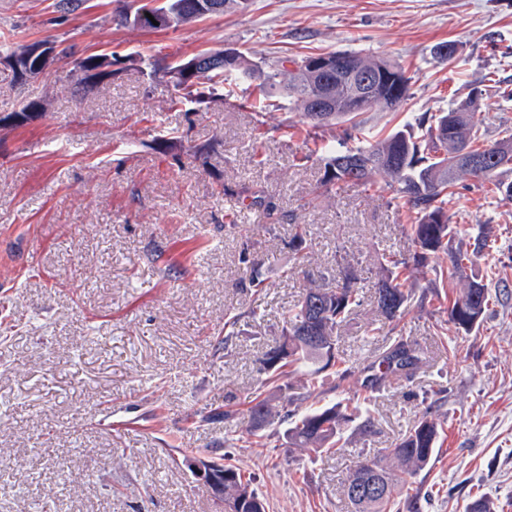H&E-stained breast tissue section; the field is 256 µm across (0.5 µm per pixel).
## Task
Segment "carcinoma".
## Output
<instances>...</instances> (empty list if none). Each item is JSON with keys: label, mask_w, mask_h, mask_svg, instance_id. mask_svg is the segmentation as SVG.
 Listing matches in <instances>:
<instances>
[{"label": "carcinoma", "mask_w": 512, "mask_h": 512, "mask_svg": "<svg viewBox=\"0 0 512 512\" xmlns=\"http://www.w3.org/2000/svg\"><path fill=\"white\" fill-rule=\"evenodd\" d=\"M32 42L7 35L0 37V61H11V80L18 81L25 72L38 68L42 75L52 66L64 61L72 65L75 84L84 89H104L112 76L117 57L101 53L82 56L68 45L42 61L30 56ZM214 61L192 71L173 85L175 100L185 106L202 104L207 99L224 98V88L244 83L262 96L280 89L288 100L303 110L306 123L313 128L329 130L340 122L352 125L341 137L321 140L311 151L323 163L324 177L320 188L331 191L341 185L371 187L376 176L385 175L396 187L411 213L409 237L413 250L407 255L382 254L378 260L375 283L374 312L390 322L398 321L408 311L414 299L412 289L405 287L411 274L428 266L431 255L443 254L448 263L432 265L435 280L450 286L468 256L452 247L455 226L451 224L449 206L458 192L456 182L462 173L484 185H493V193L512 197V182L501 179L512 172V136L487 144L474 122L472 103H467L431 116H419L404 128L383 139H358L353 120L378 106L385 112L400 109L409 96L410 77L396 63L374 58L351 50L326 54L336 62V68L326 74L294 67L298 59L284 58L272 63L258 64L245 53L224 61L222 52L213 53ZM288 82H280L282 75ZM331 83L333 94L329 111H314L313 99L320 92L321 81ZM44 102L37 99L20 102L18 110L0 117L3 127L20 125L42 114ZM342 283L334 286L322 276L310 280L301 301L283 317L281 337L269 347L261 361V384L268 388L264 398L255 397L249 409L250 427L247 432L259 435L270 428L286 425V444L314 452L329 450L341 441L349 423L356 419L354 412L343 402L326 403L315 385V375L336 369L344 380L352 376L346 360L339 354V333L349 323L351 315L361 307L360 280L351 265L341 267ZM248 287L260 294L267 288L263 263L252 260L246 269ZM317 300L313 309L309 302ZM490 295L485 285L473 282L462 294L448 301V324L466 335L479 330L489 308ZM318 337L317 341L310 337ZM307 366L310 372L301 385L288 383V377L298 368ZM423 366L416 347L400 338L379 357V372L365 377L362 386L377 390L391 377L411 378ZM281 397L291 409L279 415L273 413L271 401ZM439 438V421L430 412L419 417L407 433L388 449L387 458L396 459L401 474L391 470L386 458L359 463L343 484L344 493L356 512H385L386 506L400 490L402 476H414L433 459ZM195 461L206 467L224 469V507L242 512H266L267 499L253 486V478L240 466L222 460L202 457ZM376 478L383 485L382 493L359 494L358 489Z\"/></svg>", "instance_id": "obj_1"}]
</instances>
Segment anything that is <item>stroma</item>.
<instances>
[{"mask_svg": "<svg viewBox=\"0 0 512 512\" xmlns=\"http://www.w3.org/2000/svg\"><path fill=\"white\" fill-rule=\"evenodd\" d=\"M0 0V32L51 37L88 55L131 56L105 90L73 92L69 64L25 83L0 81V113L47 97L45 114L0 141V512H224L183 463L231 452L268 512H354L343 483L381 457L425 412L438 452L412 479L422 512H464L478 496L512 512V198L470 176L451 206L454 247L471 252L455 292L480 281L494 300L478 333L439 335L447 315L419 278L399 323L375 317L377 258L409 246V212L386 180L319 194L324 169L306 151L297 105L258 111L228 98L187 112L140 57L231 45L257 61L352 49L399 63L411 79L396 112L361 116L384 137L407 119L467 102L486 143L512 134V0H251L247 9L172 30L118 20V0ZM458 48L453 60L437 44ZM170 139L168 152L152 144ZM216 141L208 159L194 145ZM271 198L274 216L249 192ZM307 230L309 260L288 243ZM493 248L474 253L482 225ZM263 260L266 291L244 284L242 253ZM351 263L363 306L342 331L352 379L319 374L325 399L370 406L336 451L254 442L248 408L282 313L310 279ZM257 309L258 319L246 310ZM242 312L223 344L224 315ZM414 340L426 366L376 392L358 380L393 336ZM233 411L232 421L214 418Z\"/></svg>", "mask_w": 512, "mask_h": 512, "instance_id": "obj_1", "label": "stroma"}]
</instances>
